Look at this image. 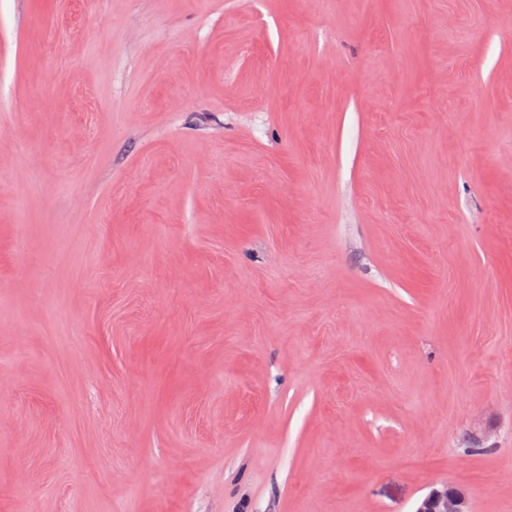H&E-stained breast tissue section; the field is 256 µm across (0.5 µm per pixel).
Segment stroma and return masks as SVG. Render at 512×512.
I'll use <instances>...</instances> for the list:
<instances>
[{"mask_svg": "<svg viewBox=\"0 0 512 512\" xmlns=\"http://www.w3.org/2000/svg\"><path fill=\"white\" fill-rule=\"evenodd\" d=\"M512 512V0H0V512ZM467 495L457 489L448 487L443 491H432L422 499L415 512H470Z\"/></svg>", "mask_w": 512, "mask_h": 512, "instance_id": "1", "label": "stroma"}]
</instances>
